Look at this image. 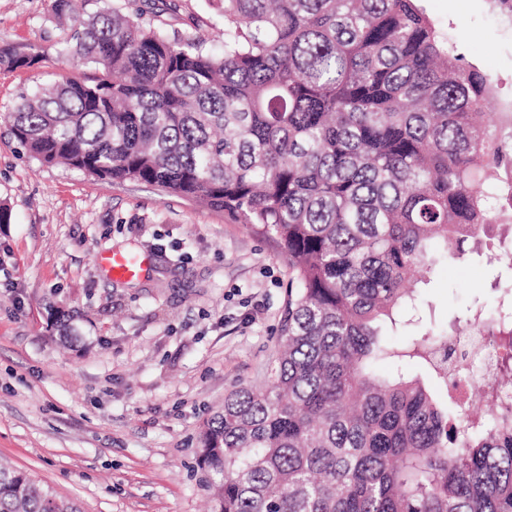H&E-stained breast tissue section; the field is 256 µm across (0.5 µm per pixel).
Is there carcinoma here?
<instances>
[{"label":"carcinoma","instance_id":"1","mask_svg":"<svg viewBox=\"0 0 512 512\" xmlns=\"http://www.w3.org/2000/svg\"><path fill=\"white\" fill-rule=\"evenodd\" d=\"M417 0H209L224 49L130 13L71 23L62 76L0 122L28 154L111 183L141 182L280 242L295 296L263 389L207 420L198 461L214 512H512V281L492 314L399 346L421 270L512 234V132L483 105L490 78L439 41ZM40 56L0 50L16 70ZM488 261L512 272V244ZM495 354L482 406L456 397L453 342ZM389 359L392 374L374 370ZM417 363L448 389L438 402ZM0 512H80L0 465Z\"/></svg>","mask_w":512,"mask_h":512}]
</instances>
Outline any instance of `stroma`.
Wrapping results in <instances>:
<instances>
[{"label":"stroma","instance_id":"obj_1","mask_svg":"<svg viewBox=\"0 0 512 512\" xmlns=\"http://www.w3.org/2000/svg\"><path fill=\"white\" fill-rule=\"evenodd\" d=\"M53 0H0V49L40 54L0 68V113L71 75ZM439 39L486 73L485 109L512 128V9L501 0H419ZM157 25L224 43L207 0H160ZM0 462L81 512H208L197 437L228 393L266 384L291 274L257 229L139 182L107 183L30 157L0 125ZM104 250L148 256L134 280L110 278ZM495 269L438 261L416 291L423 327L444 330L473 300L497 305Z\"/></svg>","mask_w":512,"mask_h":512}]
</instances>
